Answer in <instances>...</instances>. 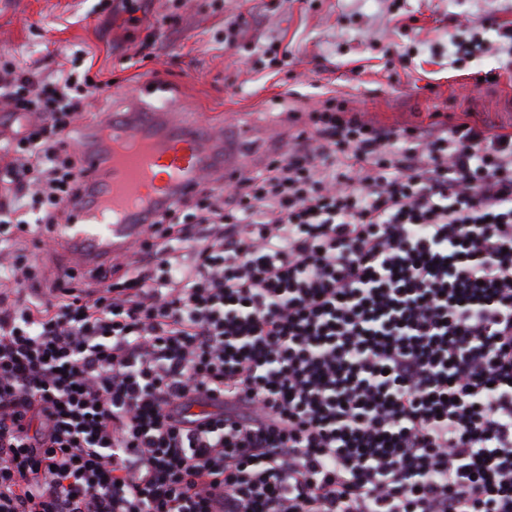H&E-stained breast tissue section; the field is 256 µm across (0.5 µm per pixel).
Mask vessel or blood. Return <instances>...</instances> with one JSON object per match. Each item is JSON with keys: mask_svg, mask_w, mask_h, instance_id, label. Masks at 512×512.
I'll list each match as a JSON object with an SVG mask.
<instances>
[{"mask_svg": "<svg viewBox=\"0 0 512 512\" xmlns=\"http://www.w3.org/2000/svg\"><path fill=\"white\" fill-rule=\"evenodd\" d=\"M97 130L84 144L83 175L69 202L71 221L57 229L74 271L125 255L149 229L141 221L144 211L175 208L202 182L232 179L257 149L251 132L227 149L221 133L145 103L100 120Z\"/></svg>", "mask_w": 512, "mask_h": 512, "instance_id": "b4317fda", "label": "vessel or blood"}]
</instances>
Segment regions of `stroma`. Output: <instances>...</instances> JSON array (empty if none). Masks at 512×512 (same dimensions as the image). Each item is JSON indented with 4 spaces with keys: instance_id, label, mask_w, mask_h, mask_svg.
<instances>
[{
    "instance_id": "stroma-1",
    "label": "stroma",
    "mask_w": 512,
    "mask_h": 512,
    "mask_svg": "<svg viewBox=\"0 0 512 512\" xmlns=\"http://www.w3.org/2000/svg\"><path fill=\"white\" fill-rule=\"evenodd\" d=\"M97 0H0V62L50 78L58 62L83 69L81 50L111 87L93 92L76 124L83 139L103 114L168 104L186 121H220L258 139L256 169L296 134V113L346 101L373 123L425 128L436 114L512 132V0H148L143 23L97 11ZM177 14L175 30L155 19ZM244 18V48L224 47V24ZM489 52L457 58L471 22ZM281 41L288 59L269 73L249 46ZM410 50L414 66L396 54ZM492 73L493 81L474 84Z\"/></svg>"
}]
</instances>
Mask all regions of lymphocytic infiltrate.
Returning <instances> with one entry per match:
<instances>
[{"label": "lymphocytic infiltrate", "mask_w": 512, "mask_h": 512, "mask_svg": "<svg viewBox=\"0 0 512 512\" xmlns=\"http://www.w3.org/2000/svg\"><path fill=\"white\" fill-rule=\"evenodd\" d=\"M103 85L0 68V281L38 280L13 243L67 223ZM151 232L0 293V512H512L511 133L331 98Z\"/></svg>", "instance_id": "f902f5d3"}]
</instances>
